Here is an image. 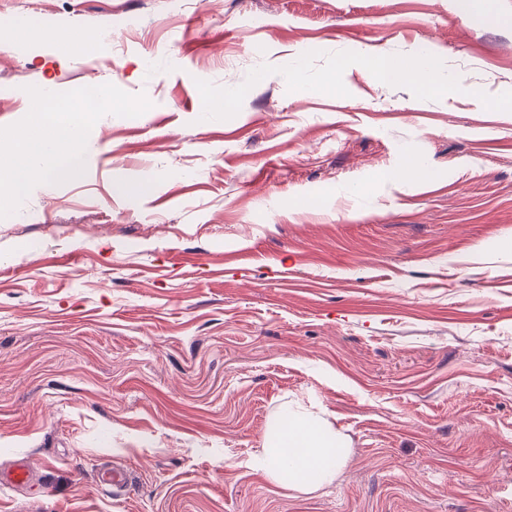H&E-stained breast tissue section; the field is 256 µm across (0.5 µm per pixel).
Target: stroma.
<instances>
[{
	"label": "stroma",
	"mask_w": 512,
	"mask_h": 512,
	"mask_svg": "<svg viewBox=\"0 0 512 512\" xmlns=\"http://www.w3.org/2000/svg\"><path fill=\"white\" fill-rule=\"evenodd\" d=\"M18 18L118 46L0 34V138L37 95L108 93L79 176L0 202V467L35 474L0 512H512V0H0ZM423 46L446 91L379 79ZM297 403L349 448L312 495L256 460Z\"/></svg>",
	"instance_id": "35a3bbf8"
}]
</instances>
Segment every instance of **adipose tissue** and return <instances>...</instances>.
I'll use <instances>...</instances> for the list:
<instances>
[{
  "mask_svg": "<svg viewBox=\"0 0 512 512\" xmlns=\"http://www.w3.org/2000/svg\"><path fill=\"white\" fill-rule=\"evenodd\" d=\"M87 98V91H79L60 112L49 110L48 96L33 99L29 130L15 137L10 154L0 158V193L16 198L34 179L78 176ZM273 433L274 440L262 442L266 475L284 490L307 494L330 486L348 458L345 439L322 417L289 414Z\"/></svg>",
  "mask_w": 512,
  "mask_h": 512,
  "instance_id": "obj_1",
  "label": "adipose tissue"
}]
</instances>
